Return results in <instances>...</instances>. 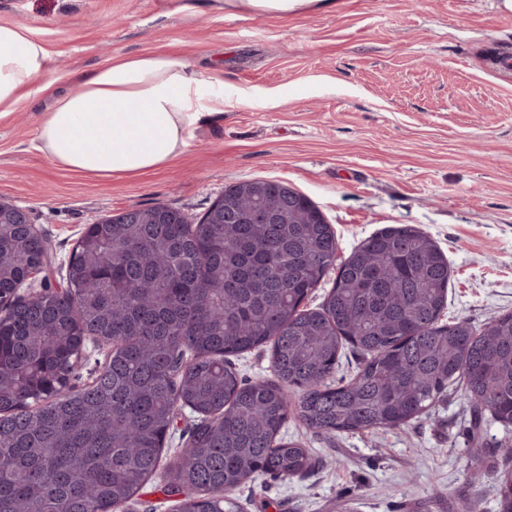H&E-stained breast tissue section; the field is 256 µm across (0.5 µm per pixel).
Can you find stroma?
<instances>
[{
	"mask_svg": "<svg viewBox=\"0 0 512 512\" xmlns=\"http://www.w3.org/2000/svg\"><path fill=\"white\" fill-rule=\"evenodd\" d=\"M27 26L49 52L54 91L116 55L168 50L224 75V118L172 165L95 184L35 147L38 97L0 119V198L31 211L51 245L50 284L89 224L164 203L198 223L225 187L275 179L331 224L339 257L386 226L413 224L446 255L444 321L479 326L512 312V15L496 0H335L288 16L224 10L221 0H0V23ZM459 397L421 421L377 432L284 440L319 463L258 478L241 512H498L512 450L473 460Z\"/></svg>",
	"mask_w": 512,
	"mask_h": 512,
	"instance_id": "obj_1",
	"label": "stroma"
}]
</instances>
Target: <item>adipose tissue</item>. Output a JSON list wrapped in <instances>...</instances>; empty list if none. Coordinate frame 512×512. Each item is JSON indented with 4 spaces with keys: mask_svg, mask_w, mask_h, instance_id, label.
I'll return each mask as SVG.
<instances>
[{
    "mask_svg": "<svg viewBox=\"0 0 512 512\" xmlns=\"http://www.w3.org/2000/svg\"><path fill=\"white\" fill-rule=\"evenodd\" d=\"M333 0H224L228 9L285 16ZM49 53L22 25L0 23V118L51 87ZM217 71L165 51L115 56L40 113L35 147L91 181L135 177L183 154L197 129L224 116Z\"/></svg>",
    "mask_w": 512,
    "mask_h": 512,
    "instance_id": "1",
    "label": "adipose tissue"
}]
</instances>
